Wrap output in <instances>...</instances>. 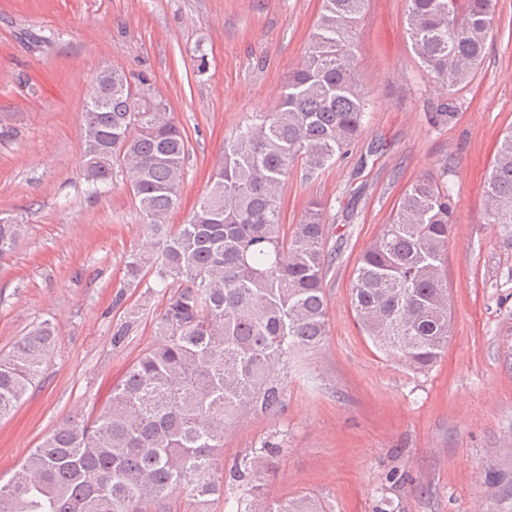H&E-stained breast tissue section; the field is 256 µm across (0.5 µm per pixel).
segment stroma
<instances>
[{
  "label": "stroma",
  "instance_id": "35a3bbf8",
  "mask_svg": "<svg viewBox=\"0 0 512 512\" xmlns=\"http://www.w3.org/2000/svg\"><path fill=\"white\" fill-rule=\"evenodd\" d=\"M320 9L321 0H0V212L26 226L0 268V354L42 321L56 326L36 384L0 420V479L62 419L107 402L155 343L165 302L154 277L125 278L149 224L125 181L86 190L80 124L91 76L112 66L147 75L185 128L186 176L168 218L180 224L225 137L276 108ZM404 12L405 0H370L355 35L369 118L334 167L309 180L293 168L283 188L284 223L317 199L342 239L324 281L329 332L277 367V415L227 422L217 465L230 471L271 441L280 450L255 475L270 502L307 494L325 512H512V244L487 223L483 193L512 126V0H498L478 72L452 97L421 70ZM450 100L456 119L431 124ZM425 175L454 187V335L435 367L413 372L360 333L350 286L361 252ZM241 495L228 482L200 507L183 491L170 512H237Z\"/></svg>",
  "mask_w": 512,
  "mask_h": 512
}]
</instances>
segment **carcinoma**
I'll return each instance as SVG.
<instances>
[{
    "instance_id": "cac0c4a2",
    "label": "carcinoma",
    "mask_w": 512,
    "mask_h": 512,
    "mask_svg": "<svg viewBox=\"0 0 512 512\" xmlns=\"http://www.w3.org/2000/svg\"><path fill=\"white\" fill-rule=\"evenodd\" d=\"M406 34L424 71L453 95L473 80L495 22L496 0H405ZM368 0H322L308 49L273 112H255L224 139V152L191 216L178 207L187 134L151 100L145 77L112 69V89L93 77L82 112L83 178L91 195L120 174L131 183L151 235L126 263L131 283L152 272L169 289L157 342L129 367L91 420L68 417L0 483V512H151L185 489L218 493L213 457L226 419L276 415L284 386L274 367L295 347L327 336L324 280L336 260L323 204L308 202L283 223L282 191L301 164L304 178L336 164L368 114L353 36ZM487 221L512 240V126L485 181ZM457 223L453 189L423 176L362 252L351 303L363 335L414 372L432 368L452 335L445 275ZM24 232L0 215V265ZM55 339L44 321L0 357V420L39 378ZM232 480L252 490L253 467ZM267 512H323L311 495Z\"/></svg>"
}]
</instances>
